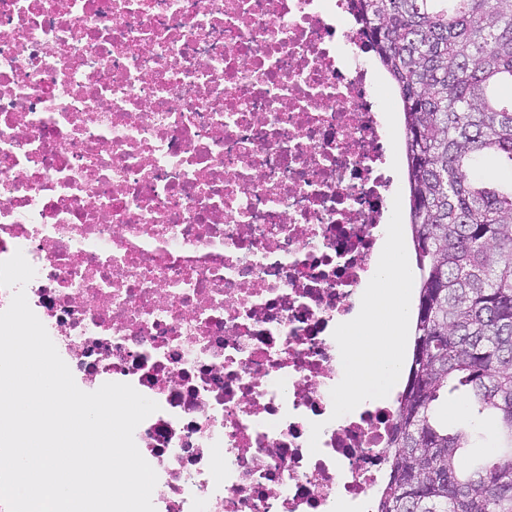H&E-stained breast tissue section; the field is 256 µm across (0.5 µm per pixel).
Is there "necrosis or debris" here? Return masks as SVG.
I'll return each mask as SVG.
<instances>
[{
  "label": "necrosis or debris",
  "instance_id": "necrosis-or-debris-1",
  "mask_svg": "<svg viewBox=\"0 0 512 512\" xmlns=\"http://www.w3.org/2000/svg\"><path fill=\"white\" fill-rule=\"evenodd\" d=\"M352 0H0V261L77 386L159 405L156 512H336L395 412L333 331L400 186ZM323 423L311 453L312 423Z\"/></svg>",
  "mask_w": 512,
  "mask_h": 512
}]
</instances>
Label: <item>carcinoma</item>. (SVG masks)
I'll use <instances>...</instances> for the list:
<instances>
[{"instance_id": "1", "label": "carcinoma", "mask_w": 512, "mask_h": 512, "mask_svg": "<svg viewBox=\"0 0 512 512\" xmlns=\"http://www.w3.org/2000/svg\"><path fill=\"white\" fill-rule=\"evenodd\" d=\"M399 91L419 294L377 512H512V0H356ZM469 394L502 445L465 467L442 405Z\"/></svg>"}]
</instances>
